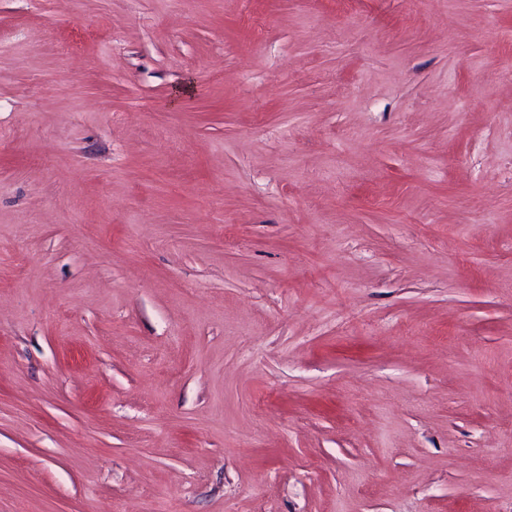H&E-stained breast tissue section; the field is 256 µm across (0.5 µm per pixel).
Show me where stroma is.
Listing matches in <instances>:
<instances>
[{"mask_svg": "<svg viewBox=\"0 0 512 512\" xmlns=\"http://www.w3.org/2000/svg\"><path fill=\"white\" fill-rule=\"evenodd\" d=\"M512 512V0H0V512Z\"/></svg>", "mask_w": 512, "mask_h": 512, "instance_id": "35a3bbf8", "label": "stroma"}]
</instances>
